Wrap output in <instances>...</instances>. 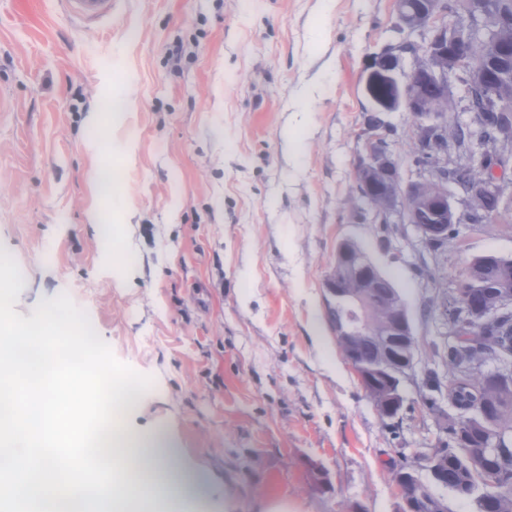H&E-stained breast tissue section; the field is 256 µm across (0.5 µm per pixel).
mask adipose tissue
<instances>
[{
	"mask_svg": "<svg viewBox=\"0 0 512 512\" xmlns=\"http://www.w3.org/2000/svg\"><path fill=\"white\" fill-rule=\"evenodd\" d=\"M112 457L119 483L135 492L134 498L112 499L110 512H131L133 503H147L151 512H177L199 497L196 476L176 464V450L164 433L130 436L112 433Z\"/></svg>",
	"mask_w": 512,
	"mask_h": 512,
	"instance_id": "ef3b65f1",
	"label": "adipose tissue"
}]
</instances>
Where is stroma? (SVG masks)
I'll use <instances>...</instances> for the list:
<instances>
[{
	"mask_svg": "<svg viewBox=\"0 0 512 512\" xmlns=\"http://www.w3.org/2000/svg\"><path fill=\"white\" fill-rule=\"evenodd\" d=\"M420 33L395 0H114L95 29L58 0H0V249L15 309L67 294L115 357L151 377L121 417L163 428L204 472L205 512H400L394 473L443 436L423 406L446 372L430 296L475 257L512 259V207L460 225L429 266L409 224L353 193L373 54ZM181 47L179 56L171 48ZM414 176L413 121L386 114ZM351 238L391 277L417 341L402 422L382 421L344 360L323 281ZM326 473L316 486L312 465Z\"/></svg>",
	"mask_w": 512,
	"mask_h": 512,
	"instance_id": "35a3bbf8",
	"label": "stroma"
}]
</instances>
